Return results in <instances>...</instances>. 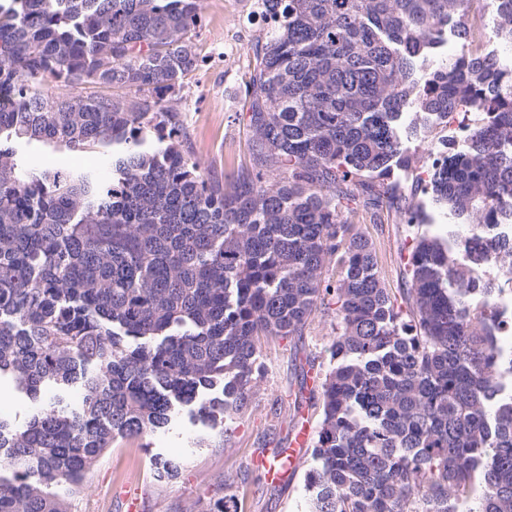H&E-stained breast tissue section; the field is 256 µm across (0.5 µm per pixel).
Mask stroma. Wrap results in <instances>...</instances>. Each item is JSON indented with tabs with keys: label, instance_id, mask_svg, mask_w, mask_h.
<instances>
[{
	"label": "stroma",
	"instance_id": "35a3bbf8",
	"mask_svg": "<svg viewBox=\"0 0 512 512\" xmlns=\"http://www.w3.org/2000/svg\"><path fill=\"white\" fill-rule=\"evenodd\" d=\"M262 23L255 0H200L195 42L201 57L197 71L177 94L175 107L187 143L204 171L216 176L236 172L249 161L248 133L242 119L247 50ZM448 131L434 125L418 129L403 140L413 161L398 169L394 178L406 198L422 202V165L417 155L429 146H446ZM13 149L24 164L39 170L70 171L97 167L109 174L112 149L86 152L45 141L18 140ZM451 218L428 208L419 224L401 223L388 207L357 210L349 222L373 244L377 269L386 287H406V245L418 236L437 232ZM336 334L330 313H315L303 336L262 340L257 354L259 371L251 384L246 407L225 418L227 439L217 432H200L188 414L178 415L163 431L139 440H117L83 477V492L73 499L72 512H121L118 494L123 486L142 487L144 512H202L210 500L232 495L237 512H305L303 477L288 485L267 483L254 471L251 460L258 451L287 447L294 414L293 401L300 378L297 365L313 361L317 370L331 368L329 348ZM181 464L177 479L154 481L155 454Z\"/></svg>",
	"mask_w": 512,
	"mask_h": 512
}]
</instances>
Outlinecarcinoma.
<instances>
[{"instance_id":"cac0c4a2","label":"carcinoma","mask_w":512,"mask_h":512,"mask_svg":"<svg viewBox=\"0 0 512 512\" xmlns=\"http://www.w3.org/2000/svg\"><path fill=\"white\" fill-rule=\"evenodd\" d=\"M492 4L512 48V0ZM256 5L250 162L225 183L167 100L198 65L199 0H0V377L36 404L23 426L0 418V512H70L51 488L79 489L114 441L180 406L241 411L260 339L302 335L319 309L336 336L308 512H512V338L494 311L512 240L478 248L512 219V66L461 22L473 0ZM450 25L460 53L424 66ZM59 83L96 92L61 99ZM123 88L150 98L109 93ZM410 112L482 119L466 149L419 158L429 203L466 232L414 240L398 297L348 217L388 204L420 223L390 180ZM21 138L125 150L104 185L24 168L5 145ZM77 382L80 408L41 402ZM155 465L159 482L180 471Z\"/></svg>"}]
</instances>
